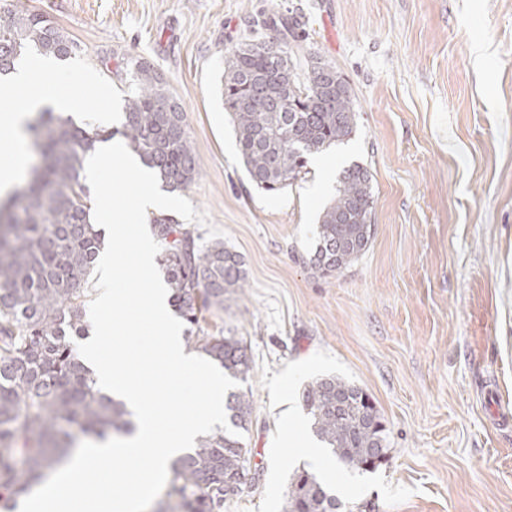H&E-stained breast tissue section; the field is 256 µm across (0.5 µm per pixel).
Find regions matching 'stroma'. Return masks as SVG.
Here are the masks:
<instances>
[{"label":"stroma","instance_id":"1","mask_svg":"<svg viewBox=\"0 0 512 512\" xmlns=\"http://www.w3.org/2000/svg\"><path fill=\"white\" fill-rule=\"evenodd\" d=\"M77 42L56 80L85 79L94 112L121 111L144 60L183 101L201 170L184 195L246 271L206 313L252 360L256 480L223 512H280L293 472L286 423L312 443L302 392L334 374L371 397L388 434L374 472L328 483L349 512H512V0H0ZM300 17V54L349 80L354 131L276 194L253 186L217 91L252 17ZM353 162L372 174L374 235L340 274L312 270L317 216Z\"/></svg>","mask_w":512,"mask_h":512}]
</instances>
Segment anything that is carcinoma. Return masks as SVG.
<instances>
[{
	"mask_svg": "<svg viewBox=\"0 0 512 512\" xmlns=\"http://www.w3.org/2000/svg\"><path fill=\"white\" fill-rule=\"evenodd\" d=\"M285 32L263 40L248 37L224 54L221 99L249 181L275 194L302 179L308 156L346 141L356 124L349 83L316 52L300 63ZM77 44L46 16L21 8L0 24V75L34 52L66 60ZM122 128L80 127L51 111L30 126L40 157L14 201L0 204V490L19 498L32 493L80 437L103 440L133 429L132 412L104 395L79 358L73 337L85 334L84 288L103 243L91 221L89 189L82 172L86 153L122 135L167 191H183L199 175L200 158L185 113L163 76L146 61L136 64L124 99ZM374 193L368 167L341 170L336 196L318 217L311 268L338 272L362 256L374 234ZM164 245L162 271L175 312L192 326L189 346L224 368L234 380L251 371L247 347L224 332L199 328L203 312L223 305L224 295L243 289L240 256L224 242L196 243L167 215L151 219ZM251 391L228 394L225 412L234 436L221 428L173 461L171 477L155 512H220L239 496L229 489L250 469L240 434L251 424ZM303 403L317 441L336 463L372 471L385 457L387 433L370 396L336 375L314 379ZM336 491L305 470L293 475L282 512H341Z\"/></svg>",
	"mask_w": 512,
	"mask_h": 512,
	"instance_id": "obj_1",
	"label": "carcinoma"
}]
</instances>
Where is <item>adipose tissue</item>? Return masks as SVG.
<instances>
[{
  "label": "adipose tissue",
  "instance_id": "ef3b65f1",
  "mask_svg": "<svg viewBox=\"0 0 512 512\" xmlns=\"http://www.w3.org/2000/svg\"><path fill=\"white\" fill-rule=\"evenodd\" d=\"M52 59L41 58L20 65L11 78L0 82V196L8 195L28 164L22 143L23 126L32 114L49 109L77 120L88 118L89 99L85 82L62 91L49 83Z\"/></svg>",
  "mask_w": 512,
  "mask_h": 512
}]
</instances>
